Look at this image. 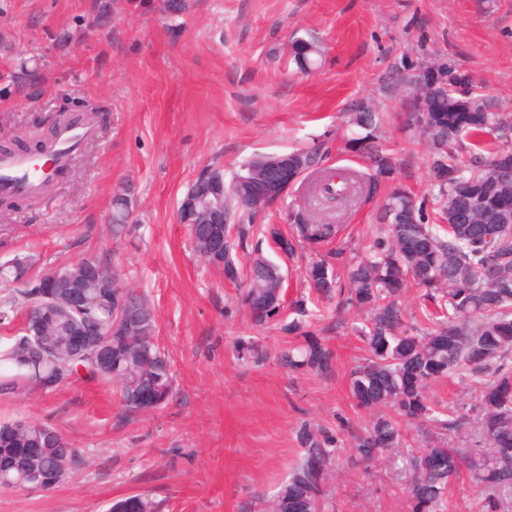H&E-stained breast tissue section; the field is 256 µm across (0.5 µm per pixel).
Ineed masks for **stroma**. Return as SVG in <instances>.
<instances>
[{
    "mask_svg": "<svg viewBox=\"0 0 512 512\" xmlns=\"http://www.w3.org/2000/svg\"><path fill=\"white\" fill-rule=\"evenodd\" d=\"M106 0H0V138L33 143L58 113L96 107L95 135L66 176L34 206L0 221V263L33 260V273L93 257L120 267L152 303L175 395L125 416L112 383L88 378L51 391L0 396V419L53 426L82 461L57 488H0V512H108L113 500L146 493L162 512H240L274 494L298 462L302 423L366 431L350 371L362 354L360 317L322 301L316 336L335 352L331 373H291L275 360L238 359V337L259 335L270 352L279 327L253 332L237 290L193 252L177 205L201 169H236L258 155L316 143L326 163L356 172L363 156L344 146V115L364 100L384 115L396 161L381 192L431 190L427 152L401 119L409 87L393 72H418L428 56L469 73L500 111L512 112V0H193L169 21L160 0L96 24ZM318 35L316 68L298 70L271 50ZM37 66L39 91L14 84ZM134 188L137 242L112 237V195ZM338 242H359L377 222L375 199L358 194L337 213ZM342 448L331 483L334 512H409L389 463L354 466Z\"/></svg>",
    "mask_w": 512,
    "mask_h": 512,
    "instance_id": "35a3bbf8",
    "label": "stroma"
}]
</instances>
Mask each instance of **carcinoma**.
I'll return each mask as SVG.
<instances>
[{
    "instance_id": "cac0c4a2",
    "label": "carcinoma",
    "mask_w": 512,
    "mask_h": 512,
    "mask_svg": "<svg viewBox=\"0 0 512 512\" xmlns=\"http://www.w3.org/2000/svg\"><path fill=\"white\" fill-rule=\"evenodd\" d=\"M289 53L301 70L320 56L319 41L310 35L291 41ZM407 126L427 143L434 192V214L444 224H433L424 203L393 190L384 196L373 238L364 256L343 260L344 249L330 257L343 263L347 282L328 258L309 262L303 272V291L293 301L296 318L284 323V332L304 338L278 352V363L290 371L326 374L335 355L330 346L307 329L308 301L336 300V313L351 309L364 314L356 332L366 350L351 372V393L365 408L380 407L362 434L354 437L350 458L366 468L384 453L402 455L409 479L405 492L412 512H439L449 484L462 470L486 492L481 512H499L497 494L512 493V224L503 222V207L512 199V173L496 171V159L512 157V113L499 111L478 87L467 80H450L431 93L418 95L408 80ZM483 114L477 128L463 127L465 110ZM348 123L357 129L348 147L360 150L370 172L351 174L322 166L328 148L288 153V178L309 170L315 204L303 203L288 210L289 232L279 224H266L265 240L290 258L303 246L329 243L339 229L331 212L352 201L357 191L377 192L380 180L390 176L395 164L377 131L380 118L364 101L352 105ZM267 156L250 159L224 184V205L236 216L234 224H196L190 228L194 252L203 261L236 283L246 282L239 295L240 306L251 323L261 327L283 323L286 312L281 267L260 247L247 257L250 275L243 274L238 250L255 233L259 208L248 203L252 182L264 174ZM113 199L112 234L133 235L131 212ZM224 235V261L209 251V240ZM28 258L0 265V283L15 286L0 300V324L13 323L18 309H27L30 294L45 284L54 269L28 276ZM126 297L145 313L136 328L129 329L116 311L111 296L94 284L83 289L85 308L75 312L59 305L52 311L54 324L46 340L54 346L45 355L25 341L13 338L0 348V393L36 389L51 390L80 373L116 386L123 410L131 415L152 412L164 405L174 391V378L166 354L158 344L157 321L145 295L124 282L123 273L112 269ZM410 288L424 290L437 309L425 314L430 326L408 324L401 306L402 294ZM84 327L89 340L107 347L103 358L74 357L65 349V332ZM239 356L253 363L268 358L266 349L252 338L237 341ZM457 376L469 379L479 391L478 402L469 410L437 411L426 396L429 384ZM415 424L422 439H409L402 423ZM17 419L0 421V464L14 465L0 473V488H21L31 473L41 477L42 491L60 484L57 473L63 460L80 463L70 441L50 425L28 422L12 433ZM303 455L288 480L270 499L265 512H326L330 465L341 439L327 427L307 423L297 431ZM42 448L36 458L27 449ZM160 503L143 494L112 502L109 512H159Z\"/></svg>"
}]
</instances>
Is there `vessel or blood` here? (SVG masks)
<instances>
[{
	"label": "vessel or blood",
	"instance_id": "b4317fda",
	"mask_svg": "<svg viewBox=\"0 0 512 512\" xmlns=\"http://www.w3.org/2000/svg\"><path fill=\"white\" fill-rule=\"evenodd\" d=\"M92 133V126L77 125L62 129L46 155H0V195H40L47 177H59Z\"/></svg>",
	"mask_w": 512,
	"mask_h": 512
}]
</instances>
